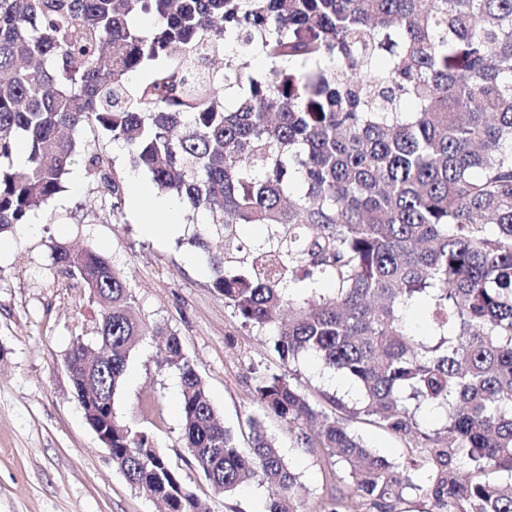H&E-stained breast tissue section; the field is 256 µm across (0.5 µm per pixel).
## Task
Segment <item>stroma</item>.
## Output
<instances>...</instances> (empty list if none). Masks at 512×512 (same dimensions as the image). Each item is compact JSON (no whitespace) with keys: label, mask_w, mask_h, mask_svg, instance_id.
I'll use <instances>...</instances> for the list:
<instances>
[{"label":"stroma","mask_w":512,"mask_h":512,"mask_svg":"<svg viewBox=\"0 0 512 512\" xmlns=\"http://www.w3.org/2000/svg\"><path fill=\"white\" fill-rule=\"evenodd\" d=\"M177 222L176 232L151 236L131 212L113 219L76 165L64 191L0 241V512H160L158 502L113 468L75 397L65 359L76 337L92 338L101 307L75 281L57 275L53 251L59 245L112 261L141 319L181 338L215 410L240 447H248V421L258 414L254 373L278 370L281 362L262 332L242 326L214 291L192 242L196 222L183 211ZM162 358L151 336L133 350L115 399L118 417L151 435L213 512H263L269 491L259 480L227 499L188 462L179 375ZM296 369L310 394H357L351 380L311 358H299ZM265 426L299 476L303 512H316L330 489H347L327 460L294 447L278 420L266 418Z\"/></svg>","instance_id":"stroma-1"}]
</instances>
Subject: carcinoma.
Here are the masks:
<instances>
[{
  "label": "carcinoma",
  "instance_id": "carcinoma-1",
  "mask_svg": "<svg viewBox=\"0 0 512 512\" xmlns=\"http://www.w3.org/2000/svg\"><path fill=\"white\" fill-rule=\"evenodd\" d=\"M89 130L204 214L193 243L212 287L284 366L256 378L257 406L346 470L349 492L319 512H396L410 490L440 512H512V481L490 477L512 476V0H0V234L65 191L80 159L122 216L124 169ZM244 224L273 232L250 249ZM54 264L105 303L93 347L108 358L86 371L80 337L67 356L78 388L116 397L141 338H161L189 462L226 496L257 478L274 489L267 512H300L262 419L240 448L179 336L148 329L112 263L60 246ZM322 278L331 293L296 294ZM418 301L424 338L405 320ZM304 354L359 398L312 399L291 368ZM426 409L444 413L439 426ZM84 417L112 422V465L132 487L167 512H211L145 432L109 411ZM354 421L420 455L389 461Z\"/></svg>",
  "mask_w": 512,
  "mask_h": 512
}]
</instances>
